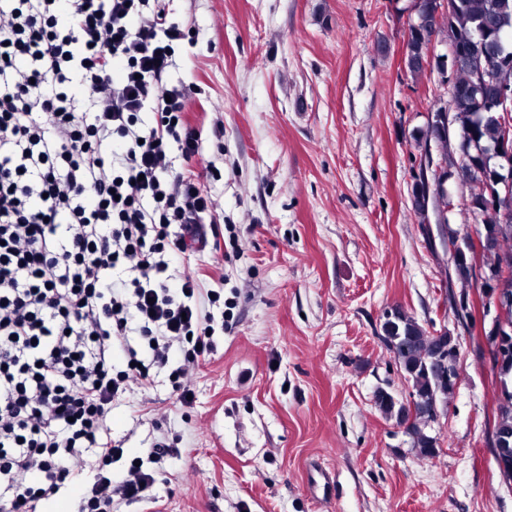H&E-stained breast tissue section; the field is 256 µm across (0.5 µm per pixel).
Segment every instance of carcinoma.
Here are the masks:
<instances>
[{
    "instance_id": "cac0c4a2",
    "label": "carcinoma",
    "mask_w": 512,
    "mask_h": 512,
    "mask_svg": "<svg viewBox=\"0 0 512 512\" xmlns=\"http://www.w3.org/2000/svg\"><path fill=\"white\" fill-rule=\"evenodd\" d=\"M453 2L455 9L448 18L447 31L448 39L455 47L461 80L452 99V121L460 123L458 156L448 151L447 129L433 117L428 118L427 138L441 145L446 164L442 176H450L448 169H455L462 182L471 188V198L479 199L487 190L497 187L501 174L500 160L493 153L500 140V129L496 120L483 111L484 93L474 85L471 75L484 71L498 83L512 84V66L504 68L499 64L501 57L512 58V0ZM410 48L412 59L416 61L427 56V41L421 32H412ZM479 239L480 249L467 242L457 251L453 271L461 282L470 283L477 275L486 286L504 289L505 299L496 311L494 328L501 332L506 347L503 356L494 360L500 378L499 410L489 426L493 446L504 449L508 455V464L499 472L512 482V247L502 250V244L512 242V218L485 224ZM479 252L494 258L487 272L477 266ZM383 335L408 340L406 348L397 355L396 364L419 402L428 403L435 398L446 401L455 385L426 366L435 346L431 332L398 310L393 319L383 325ZM374 404L384 415L402 421L401 404L393 401L385 391L377 390ZM408 436L418 456L429 458L436 454L434 436L423 434L417 428Z\"/></svg>"
}]
</instances>
